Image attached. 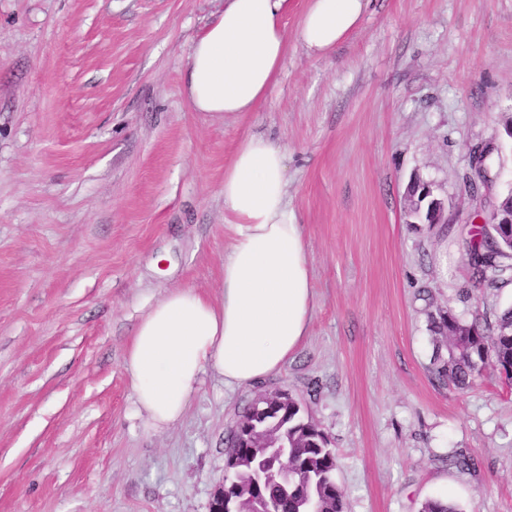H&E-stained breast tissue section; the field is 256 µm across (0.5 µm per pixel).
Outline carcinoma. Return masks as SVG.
Instances as JSON below:
<instances>
[{"label":"carcinoma","mask_w":512,"mask_h":512,"mask_svg":"<svg viewBox=\"0 0 512 512\" xmlns=\"http://www.w3.org/2000/svg\"><path fill=\"white\" fill-rule=\"evenodd\" d=\"M465 251L475 282H486L487 272L505 282L512 277V238L493 224H484L465 240ZM430 330L439 346L447 351V358L440 359L436 372L438 380L450 382L459 388L469 387L488 366L512 380V307L496 316L492 323L467 322L455 314L430 316ZM288 444L296 455L288 459L292 484L284 488L276 483H266L260 494L271 512H296L297 499L293 486L298 485L313 501L316 512H344L341 489L327 492L335 484L334 472L338 460L328 448L323 432L310 420L302 419L293 406H288ZM248 448H226L224 456L239 459L238 472L231 474L237 482L242 497L254 494L248 476Z\"/></svg>","instance_id":"cac0c4a2"}]
</instances>
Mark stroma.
I'll return each mask as SVG.
<instances>
[{
  "label": "stroma",
  "instance_id": "stroma-1",
  "mask_svg": "<svg viewBox=\"0 0 512 512\" xmlns=\"http://www.w3.org/2000/svg\"><path fill=\"white\" fill-rule=\"evenodd\" d=\"M306 2L266 99L220 122L191 109L185 67L221 0H0V512H210L229 428L278 387L327 434L345 512H512V382L440 384L428 322L512 306L461 237L512 191V0H370L319 58ZM248 134L286 151L310 332L251 386L204 375L154 430L125 350L170 289L219 298L224 170ZM473 147L492 151L475 197ZM415 176L455 223H407Z\"/></svg>",
  "mask_w": 512,
  "mask_h": 512
}]
</instances>
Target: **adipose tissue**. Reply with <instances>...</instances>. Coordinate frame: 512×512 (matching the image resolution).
I'll list each match as a JSON object with an SVG mask.
<instances>
[{
    "instance_id": "ef3b65f1",
    "label": "adipose tissue",
    "mask_w": 512,
    "mask_h": 512,
    "mask_svg": "<svg viewBox=\"0 0 512 512\" xmlns=\"http://www.w3.org/2000/svg\"><path fill=\"white\" fill-rule=\"evenodd\" d=\"M286 2L224 0L188 55L185 90L195 111L237 118L267 97L288 50L279 23ZM368 4L308 0L298 33L307 53L331 52ZM224 209L234 238L220 298L169 290L142 316L125 351L134 411L156 430L180 419L204 373L228 387L254 384L279 370L310 330L311 275L278 145L259 135L243 139L224 171Z\"/></svg>"
}]
</instances>
